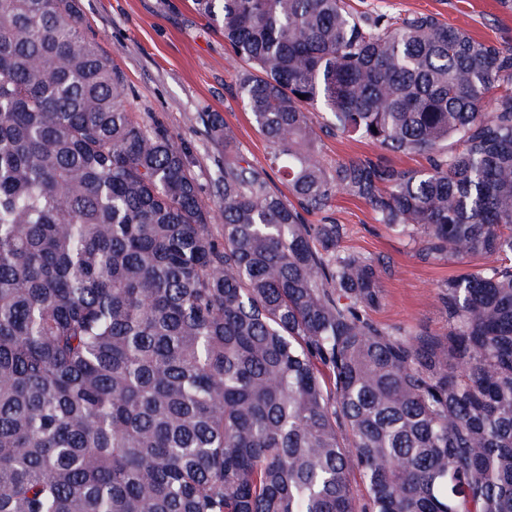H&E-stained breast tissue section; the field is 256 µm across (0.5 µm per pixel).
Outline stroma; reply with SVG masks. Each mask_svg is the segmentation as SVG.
Returning <instances> with one entry per match:
<instances>
[{
  "instance_id": "1",
  "label": "stroma",
  "mask_w": 512,
  "mask_h": 512,
  "mask_svg": "<svg viewBox=\"0 0 512 512\" xmlns=\"http://www.w3.org/2000/svg\"><path fill=\"white\" fill-rule=\"evenodd\" d=\"M84 32L122 72L135 119L159 124L185 147L189 169L205 204L224 192V156L244 158L266 171L272 190L288 187L270 163L266 140L254 126L235 84L237 63L216 31L198 14L192 0H80ZM355 14L394 20L415 13L466 30L474 38L512 50V8L500 0H348ZM226 127L230 140L214 135ZM319 149L327 169L353 155L422 171L425 155L392 153L353 140L323 126ZM332 218L340 224L342 250L389 263L382 277L385 304L375 320L407 331L422 327L441 332L448 325L439 302L441 284L450 277L478 270L483 258L420 260L402 237L378 224L371 206L346 193H336L326 212L308 214L311 224Z\"/></svg>"
}]
</instances>
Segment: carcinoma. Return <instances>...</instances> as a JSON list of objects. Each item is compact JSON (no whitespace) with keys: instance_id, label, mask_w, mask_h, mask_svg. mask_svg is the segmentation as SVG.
Segmentation results:
<instances>
[{"instance_id":"obj_1","label":"carcinoma","mask_w":512,"mask_h":512,"mask_svg":"<svg viewBox=\"0 0 512 512\" xmlns=\"http://www.w3.org/2000/svg\"><path fill=\"white\" fill-rule=\"evenodd\" d=\"M192 2L295 202L226 152L204 204L79 0H0V512H512V50ZM319 113L428 169L327 171ZM337 191L424 261L489 259L441 285L444 332L371 319L386 262L305 218Z\"/></svg>"}]
</instances>
